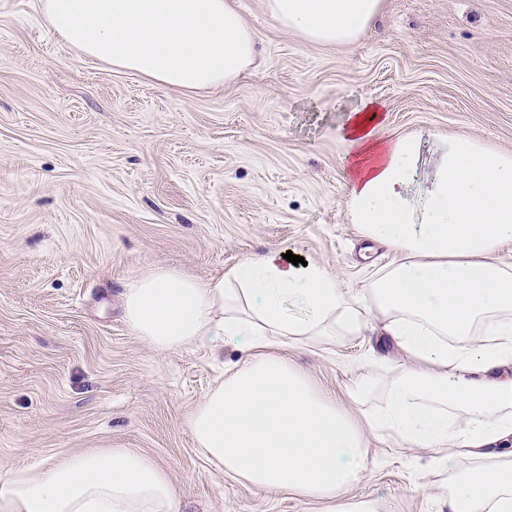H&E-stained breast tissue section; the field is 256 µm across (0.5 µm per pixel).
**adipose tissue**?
<instances>
[{"label": "adipose tissue", "mask_w": 512, "mask_h": 512, "mask_svg": "<svg viewBox=\"0 0 512 512\" xmlns=\"http://www.w3.org/2000/svg\"><path fill=\"white\" fill-rule=\"evenodd\" d=\"M381 0H266L301 40H355ZM52 30L86 58L192 92L252 66L255 35L231 0H42ZM368 102L350 113L349 210L363 238L398 260L345 292L325 266L281 251L208 280L159 268L128 284L127 321L156 350L244 341L236 365L188 418L194 443L225 476L260 490L327 499L371 462L367 434L430 449L446 475L448 512H512V154L460 135L419 174L424 135L382 137ZM402 354L385 380L359 378L353 397L382 403L357 421L272 338L359 333L370 317ZM467 468H460V461ZM175 487L132 448L75 455L0 478V512H177Z\"/></svg>", "instance_id": "ef3b65f1"}]
</instances>
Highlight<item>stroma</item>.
Masks as SVG:
<instances>
[{"mask_svg": "<svg viewBox=\"0 0 512 512\" xmlns=\"http://www.w3.org/2000/svg\"><path fill=\"white\" fill-rule=\"evenodd\" d=\"M233 3L254 65L186 94L79 57L40 0H0V477L134 448L167 470L179 512H438L430 450L391 437L369 436L370 471L333 501L225 477L187 418L248 349L158 352L123 293L158 268L207 279L272 249L360 289L396 255L351 220L346 116L371 100L382 136L426 132L425 166L457 134L512 153V0H382L342 46L301 41L265 0ZM380 328L277 352L358 416L357 379L399 358Z\"/></svg>", "mask_w": 512, "mask_h": 512, "instance_id": "35a3bbf8", "label": "stroma"}]
</instances>
